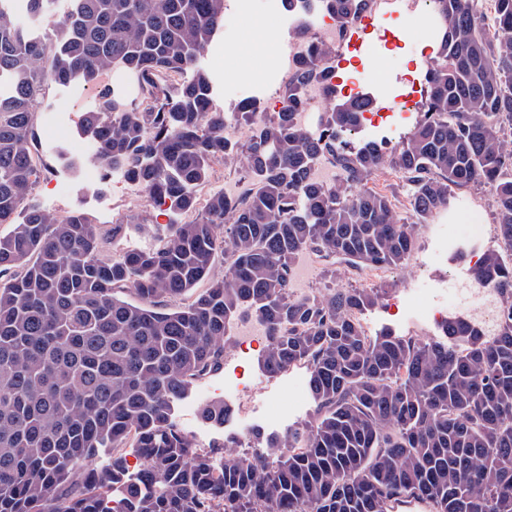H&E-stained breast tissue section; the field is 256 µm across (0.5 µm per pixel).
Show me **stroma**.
Segmentation results:
<instances>
[{
  "instance_id": "stroma-1",
  "label": "stroma",
  "mask_w": 512,
  "mask_h": 512,
  "mask_svg": "<svg viewBox=\"0 0 512 512\" xmlns=\"http://www.w3.org/2000/svg\"><path fill=\"white\" fill-rule=\"evenodd\" d=\"M256 2V8L249 15L226 11L221 36L200 56L201 65L217 85L214 108L224 112L229 124L238 125L239 134L244 138L251 135L252 128L238 123L234 112L237 104L252 97L259 107L273 106L274 92L279 87L280 47L272 36L273 31L279 27L290 28L305 19L301 13L269 14L268 0ZM392 8V15L378 20L376 30L365 35L360 48L336 60L338 81H345L352 74L360 76L363 92L373 93L376 109L383 112L398 111V96L406 78L421 80L424 58L436 50L435 40L426 35L427 24L421 15L410 14L405 0H394ZM378 51L384 52L387 68L374 80L368 78L367 71ZM104 87L121 88L123 104L144 102L137 80L116 70L103 75L96 84L48 85L34 114V129L42 155L35 194L50 212L64 214L75 209L85 212L91 222L103 230L104 255L116 257L154 246L157 242L154 225L169 224L171 214L150 206L145 193L131 195L127 187L97 176L89 154L82 151L87 139L78 125L55 128L46 122L52 112H68L79 118L94 110L99 91ZM433 248L429 226L418 225L412 261L390 269L388 278L381 283L384 290L381 299L360 316L369 334L390 329L402 336L412 335L418 320L408 297V279L417 274L434 281L469 277L472 256L485 250L479 239L458 237L448 244L447 261L431 265L427 258ZM261 353L258 347L243 351L229 346L222 373L198 383L191 395L177 404V424L194 437L199 447L207 448L223 438L243 437L255 431L281 434L302 427L310 420L314 401L307 366L298 364L271 376L261 368ZM241 371L258 384L259 403L252 406L245 417L240 414L241 402L231 387ZM212 401L224 402L231 410L223 427H214L200 416L201 408Z\"/></svg>"
}]
</instances>
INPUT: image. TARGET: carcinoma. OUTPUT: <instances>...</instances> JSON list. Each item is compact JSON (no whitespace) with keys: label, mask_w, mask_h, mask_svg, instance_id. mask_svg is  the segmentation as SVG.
I'll return each instance as SVG.
<instances>
[{"label":"carcinoma","mask_w":512,"mask_h":512,"mask_svg":"<svg viewBox=\"0 0 512 512\" xmlns=\"http://www.w3.org/2000/svg\"><path fill=\"white\" fill-rule=\"evenodd\" d=\"M315 1L347 29L372 2L286 0L299 12ZM56 2L27 0L34 31L0 0V81L10 83L0 224L14 225L0 236V274L12 273L0 281V512H393L411 501L512 512V0H434L445 30L424 72V119L389 153L342 139L373 109L367 96L324 113L320 135L294 122L333 47L312 45L277 121L237 140L199 62L225 0H67L61 16ZM111 70L134 76L147 101L127 107L120 91H100L83 123L91 161L153 205L197 213L118 258L102 254L99 225L49 213L34 195V112L48 81ZM171 76L181 82L160 83ZM228 159L251 171L254 191L198 206V188ZM323 159L341 171L333 185L313 178ZM386 167L405 187L407 217L372 187ZM486 185L498 248L472 273L509 309L494 335L455 317L442 339L372 336L358 314L382 289L292 293L301 253L356 272L402 265L415 226L448 207L450 189ZM244 307L266 324V373L307 365L313 415L203 450L175 407L223 371L226 324ZM201 416L222 426L229 409L213 402Z\"/></svg>","instance_id":"cac0c4a2"}]
</instances>
